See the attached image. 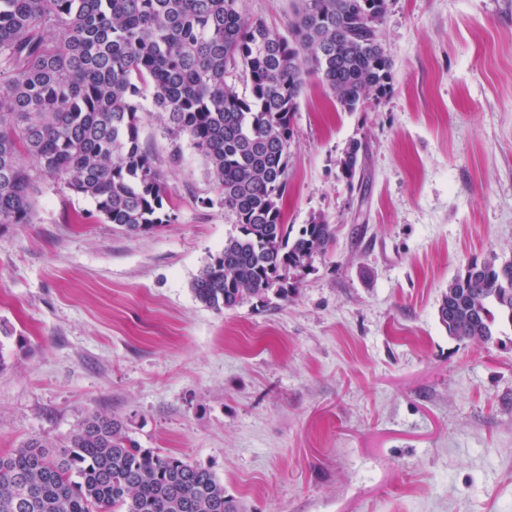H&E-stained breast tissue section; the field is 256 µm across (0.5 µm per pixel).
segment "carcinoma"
<instances>
[{
	"label": "carcinoma",
	"instance_id": "1",
	"mask_svg": "<svg viewBox=\"0 0 512 512\" xmlns=\"http://www.w3.org/2000/svg\"><path fill=\"white\" fill-rule=\"evenodd\" d=\"M288 34L241 0H0V224L32 223L38 184L63 183L127 233L171 221L167 190L140 130L147 111L189 137L235 225L192 280L222 312L286 301L288 280L327 251L323 214L294 228L288 188L294 118L317 79L345 112L385 98L392 61L377 38L387 0H295ZM241 70L249 94L227 81ZM358 139L338 162L361 179ZM30 159L34 167L25 164ZM512 323V256L468 262L438 307L448 335L489 342ZM0 512H237L210 470L140 446L91 412L56 454L32 438L0 455Z\"/></svg>",
	"mask_w": 512,
	"mask_h": 512
}]
</instances>
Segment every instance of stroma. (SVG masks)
I'll return each instance as SVG.
<instances>
[{
    "mask_svg": "<svg viewBox=\"0 0 512 512\" xmlns=\"http://www.w3.org/2000/svg\"><path fill=\"white\" fill-rule=\"evenodd\" d=\"M381 102L309 80L286 223L335 237L288 301L203 307L234 226L202 155L147 114L174 221L128 234L64 185L0 226V454L91 412L210 469L242 512H512V324H440L471 258L512 255V0H389ZM367 144L360 188L337 178Z\"/></svg>",
    "mask_w": 512,
    "mask_h": 512,
    "instance_id": "stroma-1",
    "label": "stroma"
}]
</instances>
